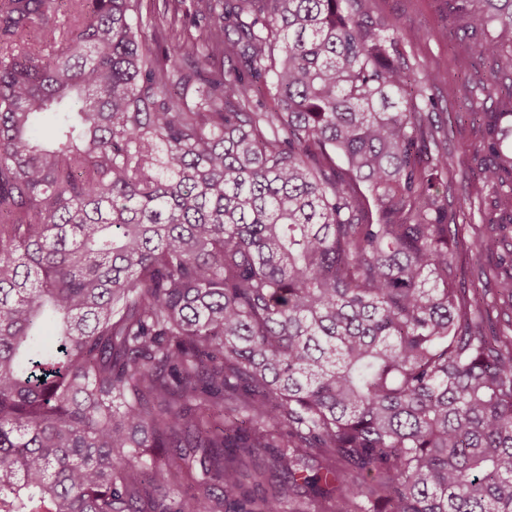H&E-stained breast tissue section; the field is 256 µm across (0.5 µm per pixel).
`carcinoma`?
<instances>
[{
    "label": "carcinoma",
    "instance_id": "carcinoma-1",
    "mask_svg": "<svg viewBox=\"0 0 512 512\" xmlns=\"http://www.w3.org/2000/svg\"><path fill=\"white\" fill-rule=\"evenodd\" d=\"M59 2L0 0V512H512V0H446L461 161L369 0ZM448 203L457 211V214H460L458 220L460 224H462V218H464L463 214L466 217L464 222L467 221L468 224L473 213L472 223H478L477 203L473 206V200L471 201V196H469L468 181L464 174L458 173L453 181L448 184Z\"/></svg>",
    "mask_w": 512,
    "mask_h": 512
}]
</instances>
